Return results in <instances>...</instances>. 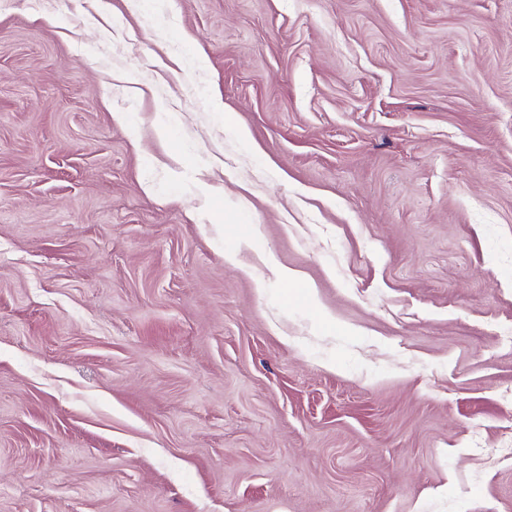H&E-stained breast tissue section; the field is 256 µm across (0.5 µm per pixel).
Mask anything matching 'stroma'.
Instances as JSON below:
<instances>
[{
  "mask_svg": "<svg viewBox=\"0 0 512 512\" xmlns=\"http://www.w3.org/2000/svg\"><path fill=\"white\" fill-rule=\"evenodd\" d=\"M511 440L512 0H0V512H512Z\"/></svg>",
  "mask_w": 512,
  "mask_h": 512,
  "instance_id": "1",
  "label": "stroma"
}]
</instances>
